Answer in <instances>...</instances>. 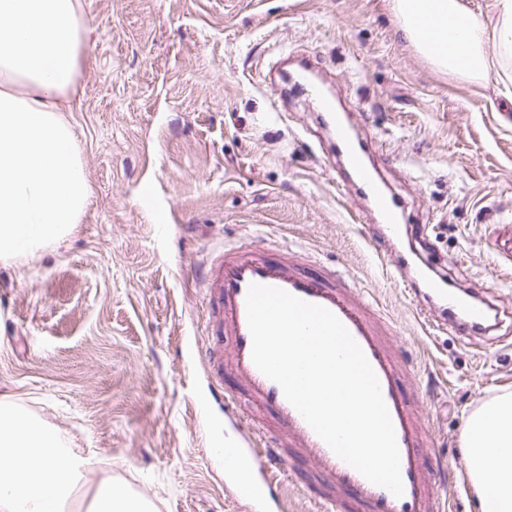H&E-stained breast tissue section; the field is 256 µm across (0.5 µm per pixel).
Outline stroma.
Wrapping results in <instances>:
<instances>
[{
    "label": "stroma",
    "mask_w": 512,
    "mask_h": 512,
    "mask_svg": "<svg viewBox=\"0 0 512 512\" xmlns=\"http://www.w3.org/2000/svg\"><path fill=\"white\" fill-rule=\"evenodd\" d=\"M76 126L92 190L69 241L0 270V395L95 454L156 512H242L216 454L241 435L204 357L203 251L308 250L380 299L424 376L420 414L454 512H479L461 430L512 392V326L430 327L353 221L352 181L310 90L269 73L310 62L404 204L399 250L512 308V84L440 73L390 0H83ZM157 188L140 207L142 183Z\"/></svg>",
    "instance_id": "1"
}]
</instances>
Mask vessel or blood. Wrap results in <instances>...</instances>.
Wrapping results in <instances>:
<instances>
[{"label": "vessel or blood", "instance_id": "vessel-or-blood-1", "mask_svg": "<svg viewBox=\"0 0 512 512\" xmlns=\"http://www.w3.org/2000/svg\"><path fill=\"white\" fill-rule=\"evenodd\" d=\"M320 107L324 123L360 173V192L379 214L380 226H368L365 235L371 244L388 249L391 234L399 230L402 204L384 194L365 171L363 158L332 103L325 99ZM306 265L305 254L294 249L269 251L242 242L225 245L209 260L204 275L207 308L230 344L208 350L206 358L215 386L224 393L226 415L250 434L245 448L226 450L225 475L240 499L254 506L272 504L275 512H285L281 488L294 462L309 469L314 512H449L451 505L440 492L447 480V464L428 455L431 437L418 412L420 374L395 340L392 320L349 276L333 269L311 272ZM253 283L327 308L362 348L378 377L395 429L402 496L371 483L341 460L287 401L280 386L255 366L246 318V296ZM414 297L418 315L434 319L437 327L471 335L490 333L512 318V310L453 288L440 277L426 278Z\"/></svg>", "mask_w": 512, "mask_h": 512}]
</instances>
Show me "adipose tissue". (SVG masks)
I'll list each match as a JSON object with an SVG mask.
<instances>
[{
  "instance_id": "obj_1",
  "label": "adipose tissue",
  "mask_w": 512,
  "mask_h": 512,
  "mask_svg": "<svg viewBox=\"0 0 512 512\" xmlns=\"http://www.w3.org/2000/svg\"><path fill=\"white\" fill-rule=\"evenodd\" d=\"M493 23L464 0H390L404 37L430 65L468 82L512 83V0ZM88 30L81 0H0V269L63 245L91 187L73 111ZM480 512H512V394L483 402L462 433ZM92 457L0 398V512H67ZM119 485L100 483L91 512H153Z\"/></svg>"
}]
</instances>
